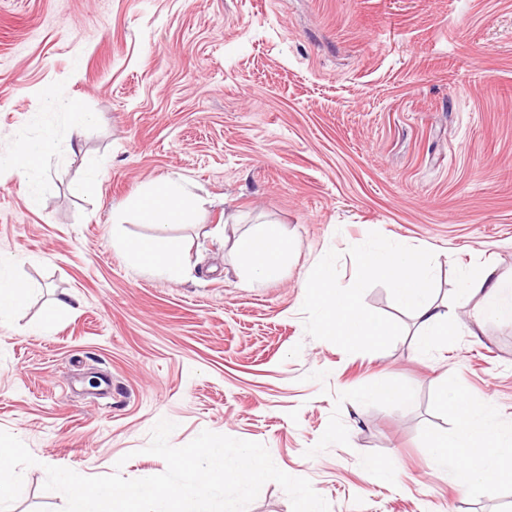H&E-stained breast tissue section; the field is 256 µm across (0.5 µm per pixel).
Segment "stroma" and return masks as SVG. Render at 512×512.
<instances>
[{"label": "stroma", "mask_w": 512, "mask_h": 512, "mask_svg": "<svg viewBox=\"0 0 512 512\" xmlns=\"http://www.w3.org/2000/svg\"><path fill=\"white\" fill-rule=\"evenodd\" d=\"M60 89L81 130L48 108ZM38 139L46 165L23 176L9 158ZM166 179L199 198L197 223L113 224ZM262 224L293 248L256 284L236 244ZM156 233L185 247L184 281L115 243ZM363 243L428 251L456 313L428 353L384 279L362 290L381 345L328 331L310 278L325 261L337 285L361 277ZM0 257L35 287L0 321V430L36 460L11 512H61L49 465L163 473L145 451L162 419L176 447L204 430L264 444L330 512H512V484L470 495L431 457L456 426L442 385L512 422V321L458 295L483 265L512 273V0H0ZM385 380L409 406L357 405Z\"/></svg>", "instance_id": "obj_1"}]
</instances>
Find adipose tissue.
I'll use <instances>...</instances> for the list:
<instances>
[{"label": "adipose tissue", "mask_w": 512, "mask_h": 512, "mask_svg": "<svg viewBox=\"0 0 512 512\" xmlns=\"http://www.w3.org/2000/svg\"><path fill=\"white\" fill-rule=\"evenodd\" d=\"M195 213L191 193L180 182L169 179L151 184L113 211L112 221L163 227L193 223ZM120 244L138 264L172 280L184 279L186 263L178 242L146 237L136 241L124 238ZM237 247L258 280L277 278L288 250L287 242L273 227L239 240ZM360 253L364 277L388 279L399 305L413 314L420 332L419 350H429L436 337L447 335L450 307L433 298L428 252L364 246ZM362 286V279H358L347 287H337L335 267L327 261L309 284L312 303L337 340L345 344L362 338L377 342L387 334L380 321L359 309ZM461 295L477 298L483 315L512 320V275L497 273L495 266H486L479 276L467 279ZM442 399L457 425L452 432L434 440L431 454L435 462L447 466L449 479L470 493L512 482V424L500 421L485 403L455 391H443Z\"/></svg>", "instance_id": "adipose-tissue-1"}]
</instances>
